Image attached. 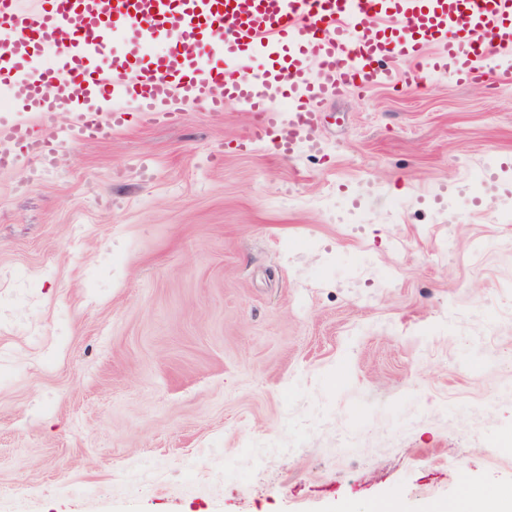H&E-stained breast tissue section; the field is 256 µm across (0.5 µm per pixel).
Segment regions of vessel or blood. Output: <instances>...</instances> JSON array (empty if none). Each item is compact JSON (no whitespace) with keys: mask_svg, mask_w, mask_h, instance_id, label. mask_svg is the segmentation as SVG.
Here are the masks:
<instances>
[{"mask_svg":"<svg viewBox=\"0 0 512 512\" xmlns=\"http://www.w3.org/2000/svg\"><path fill=\"white\" fill-rule=\"evenodd\" d=\"M0 167L52 160L61 141H106L135 100L155 118L172 102L254 112L262 133L290 115L316 138L312 104L389 78L469 84L512 78V0H0ZM162 51H155V44ZM54 52L55 66L36 60ZM54 87L58 96L48 97ZM82 105L66 130L53 112Z\"/></svg>","mask_w":512,"mask_h":512,"instance_id":"1","label":"vessel or blood"}]
</instances>
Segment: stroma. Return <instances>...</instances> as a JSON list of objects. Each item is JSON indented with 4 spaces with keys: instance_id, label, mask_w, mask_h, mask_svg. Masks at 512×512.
<instances>
[{
    "instance_id": "obj_1",
    "label": "stroma",
    "mask_w": 512,
    "mask_h": 512,
    "mask_svg": "<svg viewBox=\"0 0 512 512\" xmlns=\"http://www.w3.org/2000/svg\"><path fill=\"white\" fill-rule=\"evenodd\" d=\"M512 81L141 115L0 169V512L512 488Z\"/></svg>"
}]
</instances>
